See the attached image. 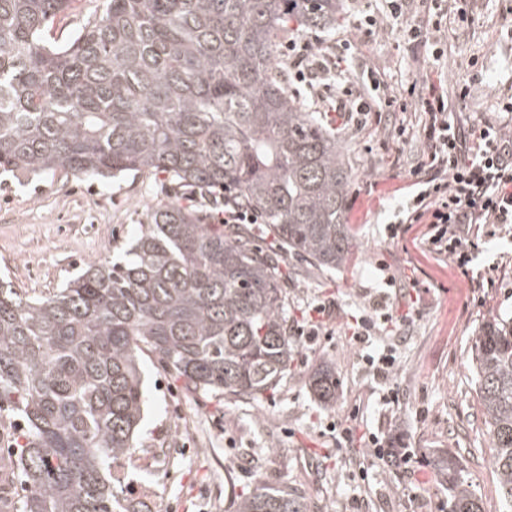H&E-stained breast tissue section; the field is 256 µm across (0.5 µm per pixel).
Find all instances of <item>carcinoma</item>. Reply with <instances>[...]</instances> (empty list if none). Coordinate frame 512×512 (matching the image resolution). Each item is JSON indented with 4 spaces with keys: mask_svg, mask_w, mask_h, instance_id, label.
<instances>
[{
    "mask_svg": "<svg viewBox=\"0 0 512 512\" xmlns=\"http://www.w3.org/2000/svg\"><path fill=\"white\" fill-rule=\"evenodd\" d=\"M65 41L71 0H0V173L102 180L161 172L194 194L229 188L290 252L325 270L355 260L354 172L339 132L300 105L276 65L289 23L334 29L342 0H101ZM283 256L238 224L153 209L123 262L92 264L33 299L0 281V412L22 423L15 512H131L112 489L143 419L139 353L192 394L254 401L288 375ZM503 512H512V314L470 351ZM308 385L336 404V366ZM448 512H482L460 456H435ZM306 492L260 483L236 512H310Z\"/></svg>",
    "mask_w": 512,
    "mask_h": 512,
    "instance_id": "cac0c4a2",
    "label": "carcinoma"
}]
</instances>
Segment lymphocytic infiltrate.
I'll return each instance as SVG.
<instances>
[{
	"mask_svg": "<svg viewBox=\"0 0 512 512\" xmlns=\"http://www.w3.org/2000/svg\"><path fill=\"white\" fill-rule=\"evenodd\" d=\"M385 2L384 14L365 15L354 30L344 32L340 50L298 34L284 43L280 62L323 112L335 113L357 129L379 127L387 112L424 114V148L408 170L415 191L406 201L402 220L391 226L390 236L400 237L411 224L425 225L419 248L448 256L464 268L478 248L477 225L512 224V130L490 121L459 127L455 111L462 108L467 90H460L452 100L430 80L397 90L374 78L350 76L345 48L351 47L356 34L375 28H397L408 45L421 49L418 62L424 69L439 68L442 53L437 44L443 30L437 0ZM330 86L336 94L328 98L324 91ZM394 321L387 295H379L364 314L353 318L351 338L364 345Z\"/></svg>",
	"mask_w": 512,
	"mask_h": 512,
	"instance_id": "f902f5d3",
	"label": "lymphocytic infiltrate"
}]
</instances>
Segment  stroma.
<instances>
[{
  "mask_svg": "<svg viewBox=\"0 0 512 512\" xmlns=\"http://www.w3.org/2000/svg\"><path fill=\"white\" fill-rule=\"evenodd\" d=\"M512 0H470L467 16L447 21L438 77L443 89L469 91L462 120H506L500 103L512 99ZM354 53L388 85L401 88L419 72L398 32L360 38ZM477 59L469 67V59ZM421 115L390 113L379 130L341 126L346 158L355 172L346 222L356 242L354 264L339 271L314 268L295 255L280 269L288 285V320H303L312 304L333 302L329 335L297 342L288 376L255 401L191 395L165 373L154 355L140 368L146 412L137 437L141 448H162L160 469L136 471L152 483L163 512H235L257 483L305 491L315 512H448V490L428 467L433 451L461 455L484 512H501L490 464L491 450L467 358L484 318L512 311V227L484 224L468 271L446 256L416 248L426 227L391 239L387 226L413 188L406 170L423 147L416 133ZM414 131L410 143L394 128ZM179 202L194 205L205 223H218L222 204L178 195L165 175L144 173L119 180L43 175H0V276L31 297H46L87 264L121 260L139 236L147 213ZM401 283L398 316L409 323L400 335L383 331L357 348L347 331L352 315L386 292V276ZM396 365L388 384L367 370L363 354L386 346ZM322 361L335 364L340 387L334 407H323L306 384ZM398 405L384 404L386 387ZM359 420L381 439L422 461L417 474L389 462L364 464L358 452L337 450L334 421Z\"/></svg>",
  "mask_w": 512,
  "mask_h": 512,
  "instance_id": "35a3bbf8",
  "label": "stroma"
}]
</instances>
